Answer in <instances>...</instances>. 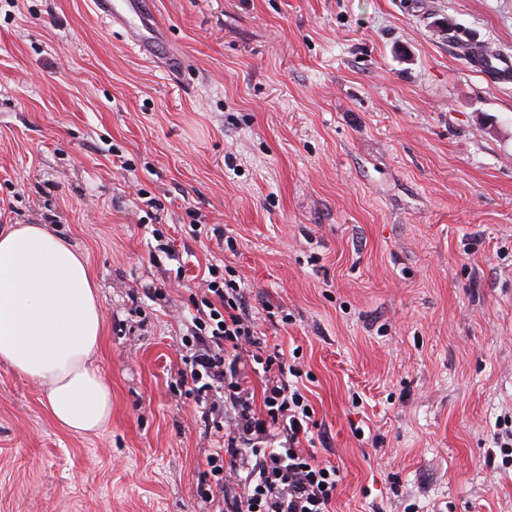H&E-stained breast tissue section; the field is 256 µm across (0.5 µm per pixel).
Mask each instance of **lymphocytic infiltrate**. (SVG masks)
Masks as SVG:
<instances>
[{
    "label": "lymphocytic infiltrate",
    "instance_id": "f902f5d3",
    "mask_svg": "<svg viewBox=\"0 0 512 512\" xmlns=\"http://www.w3.org/2000/svg\"><path fill=\"white\" fill-rule=\"evenodd\" d=\"M194 317L193 354L178 375L208 407L229 409L216 446L205 458L219 512H333L335 466L305 448L316 426L297 366L265 354L246 291L208 268ZM261 365L262 401L249 372ZM241 493H231V485Z\"/></svg>",
    "mask_w": 512,
    "mask_h": 512
}]
</instances>
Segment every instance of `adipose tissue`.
I'll return each instance as SVG.
<instances>
[{
  "instance_id": "adipose-tissue-1",
  "label": "adipose tissue",
  "mask_w": 512,
  "mask_h": 512,
  "mask_svg": "<svg viewBox=\"0 0 512 512\" xmlns=\"http://www.w3.org/2000/svg\"><path fill=\"white\" fill-rule=\"evenodd\" d=\"M103 325L82 253L43 224L0 231V362L36 382L77 435L112 418V385L94 361Z\"/></svg>"
}]
</instances>
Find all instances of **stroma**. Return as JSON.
I'll list each match as a JSON object with an SVG mask.
<instances>
[{"label":"stroma","instance_id":"35a3bbf8","mask_svg":"<svg viewBox=\"0 0 512 512\" xmlns=\"http://www.w3.org/2000/svg\"><path fill=\"white\" fill-rule=\"evenodd\" d=\"M0 0V228L82 251L112 421L77 436L0 364V512H214L181 385L206 264L298 366L335 512H512V0ZM200 220L220 231L196 239ZM173 242L161 250L160 238ZM235 247H227V238ZM94 7L109 24L134 28V20L138 19L141 28L153 35L151 0H95Z\"/></svg>","mask_w":512,"mask_h":512}]
</instances>
